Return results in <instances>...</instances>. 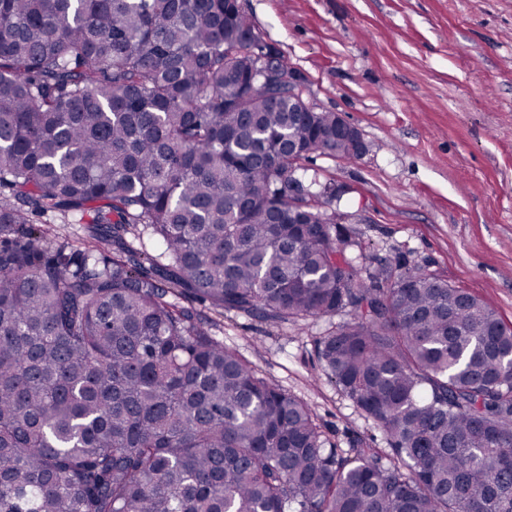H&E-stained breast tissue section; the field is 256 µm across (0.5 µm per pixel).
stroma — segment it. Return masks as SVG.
<instances>
[{
  "mask_svg": "<svg viewBox=\"0 0 512 512\" xmlns=\"http://www.w3.org/2000/svg\"><path fill=\"white\" fill-rule=\"evenodd\" d=\"M317 110L356 126L360 158L327 151L305 182L333 185L362 270L402 259L468 289L512 325V0H241ZM330 319L279 328L228 313L213 334L303 398L332 446L382 433L327 378Z\"/></svg>",
  "mask_w": 512,
  "mask_h": 512,
  "instance_id": "1",
  "label": "stroma"
}]
</instances>
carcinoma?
I'll use <instances>...</instances> for the list:
<instances>
[{
	"label": "carcinoma",
	"instance_id": "obj_1",
	"mask_svg": "<svg viewBox=\"0 0 512 512\" xmlns=\"http://www.w3.org/2000/svg\"><path fill=\"white\" fill-rule=\"evenodd\" d=\"M260 43L235 0H0V512H512V325L419 267L362 278L332 186L288 207V141L358 154L282 55L258 86ZM226 311L347 313L315 352L389 463L328 446Z\"/></svg>",
	"mask_w": 512,
	"mask_h": 512
}]
</instances>
